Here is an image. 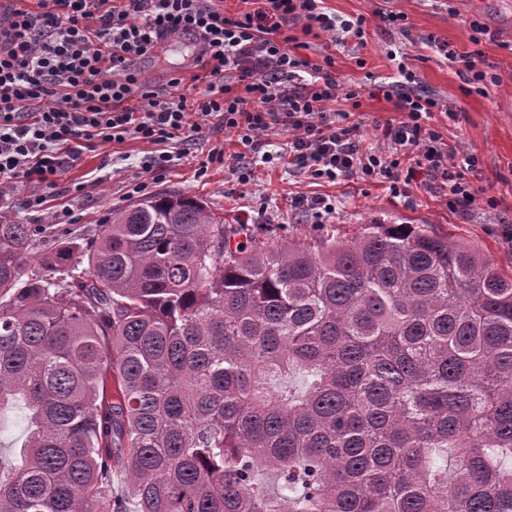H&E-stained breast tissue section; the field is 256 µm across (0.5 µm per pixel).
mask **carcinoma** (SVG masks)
Returning <instances> with one entry per match:
<instances>
[{"label": "carcinoma", "instance_id": "obj_1", "mask_svg": "<svg viewBox=\"0 0 512 512\" xmlns=\"http://www.w3.org/2000/svg\"><path fill=\"white\" fill-rule=\"evenodd\" d=\"M46 231L0 212V408L28 432L0 512H512V272L480 250L239 241L164 192L86 269Z\"/></svg>", "mask_w": 512, "mask_h": 512}]
</instances>
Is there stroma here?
I'll list each match as a JSON object with an SVG mask.
<instances>
[{"instance_id": "1", "label": "stroma", "mask_w": 512, "mask_h": 512, "mask_svg": "<svg viewBox=\"0 0 512 512\" xmlns=\"http://www.w3.org/2000/svg\"><path fill=\"white\" fill-rule=\"evenodd\" d=\"M326 5L341 15L369 16L362 44L332 48L326 36L306 35L298 28L293 34L307 42L302 55L310 61H321L325 52H332L341 85L360 91L361 106L349 121L358 124L363 146L380 148L372 122L396 115L392 103L375 95L374 90L394 81V59L403 57L417 76L418 89L443 99L457 114L456 120L434 122L444 141L450 148H464L479 160L476 170L468 175L478 190L470 210L463 213L452 209L423 186L404 193L355 176L323 183L308 180L283 163L254 165V178L246 185L219 163L210 164L206 176H197L198 163L206 159L211 148L223 146L235 151L234 142L226 141L221 132L202 139L176 138L172 146L183 158L157 178L140 168L153 152V144L136 139L113 145L91 142L49 189L42 211L23 205L28 184L22 177L0 181V209L9 211L19 224H46L51 213L67 210L74 218L68 237L82 245L96 237L113 209L134 200L133 187L143 182L151 194L171 190L201 196L229 223L244 224L246 233L274 244L292 241L311 245L331 236L350 239L361 225L375 221L422 224L451 241L474 246L502 269H511L512 245L503 241L500 228L502 222L512 221V0H326ZM377 9L406 15L411 23L409 36L374 19L372 13ZM474 20L487 29L480 48L486 65L499 76L485 95L465 93L464 62L446 61L427 45L428 36L433 35L448 41L457 53L470 52L469 24ZM141 73L149 86L161 89L171 77L181 78L179 91L189 98L196 97L206 85L205 70L182 40L162 42L142 62ZM74 183L83 184V191H71ZM297 196L329 197L336 211L324 223H314L310 214L291 208L290 202Z\"/></svg>"}]
</instances>
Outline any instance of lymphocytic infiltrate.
Instances as JSON below:
<instances>
[{
  "label": "lymphocytic infiltrate",
  "instance_id": "1",
  "mask_svg": "<svg viewBox=\"0 0 512 512\" xmlns=\"http://www.w3.org/2000/svg\"><path fill=\"white\" fill-rule=\"evenodd\" d=\"M248 9L227 15L219 0H38V11L16 8L0 24V176L24 175L25 204L42 208L45 189L65 160H78L84 143L133 137L159 145L143 167L161 176L179 161L167 145L178 133L203 136L212 124L236 136L247 152L272 157L270 136L288 134V163L315 181L353 175L411 187L416 172L464 211L477 197L466 174L478 159L443 147L432 127L447 113L442 100L414 89L406 63L385 90L398 122H375L384 150H366L340 99L359 109L360 94L343 90L323 55L314 63L293 51L294 26L362 40L365 16L328 14L325 0H243ZM192 37L209 81L194 102L146 85L140 62L162 41ZM139 106L129 109L130 97Z\"/></svg>",
  "mask_w": 512,
  "mask_h": 512
}]
</instances>
